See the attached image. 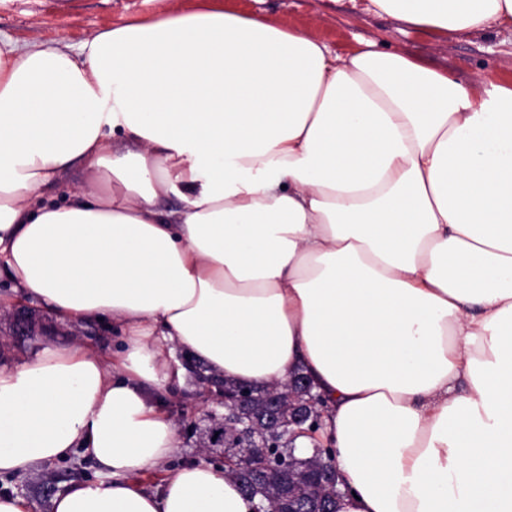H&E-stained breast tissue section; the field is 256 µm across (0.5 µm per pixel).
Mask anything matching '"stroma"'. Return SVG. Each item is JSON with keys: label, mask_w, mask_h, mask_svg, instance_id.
<instances>
[{"label": "stroma", "mask_w": 512, "mask_h": 512, "mask_svg": "<svg viewBox=\"0 0 512 512\" xmlns=\"http://www.w3.org/2000/svg\"><path fill=\"white\" fill-rule=\"evenodd\" d=\"M226 9L249 16H265L307 31L346 53L358 41L407 53L428 66L446 70L459 81L481 79L488 84L512 83V31L478 32L466 37L438 35L386 15L366 10L365 0H222ZM201 0H0V38L24 45L32 42L78 45L88 34L136 20L196 9ZM83 341L111 354L117 336L111 320L74 325L37 309L28 335L15 333L9 317L0 318V365L16 366L46 347L62 349ZM166 409L179 427L178 451L171 466L202 457L193 434L208 422L214 404L198 391L183 388L169 396ZM97 466L92 457L77 452L71 458L44 464L0 479V494L18 493L32 512H52V500L74 481L92 480Z\"/></svg>", "instance_id": "35a3bbf8"}]
</instances>
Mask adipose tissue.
Here are the masks:
<instances>
[{
    "label": "adipose tissue",
    "instance_id": "obj_1",
    "mask_svg": "<svg viewBox=\"0 0 512 512\" xmlns=\"http://www.w3.org/2000/svg\"><path fill=\"white\" fill-rule=\"evenodd\" d=\"M369 6L512 29V0ZM0 274L119 332L0 366V475L79 448L102 473L53 512H253L222 467L169 464L179 349L312 380L323 426L297 446L332 448L338 512H512V84L213 5L76 54L0 41Z\"/></svg>",
    "mask_w": 512,
    "mask_h": 512
}]
</instances>
